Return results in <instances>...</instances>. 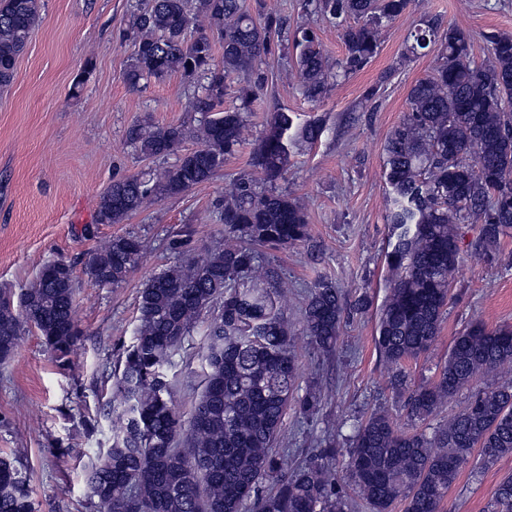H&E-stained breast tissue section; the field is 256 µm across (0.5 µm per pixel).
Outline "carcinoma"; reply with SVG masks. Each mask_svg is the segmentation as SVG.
<instances>
[{"label":"carcinoma","mask_w":512,"mask_h":512,"mask_svg":"<svg viewBox=\"0 0 512 512\" xmlns=\"http://www.w3.org/2000/svg\"><path fill=\"white\" fill-rule=\"evenodd\" d=\"M143 0L131 16L132 53L126 69L131 87L173 72L199 82L198 124L155 127L145 121L129 132L145 157L178 155L155 172L112 182L101 197L97 223L119 224L163 197L208 182L245 144L254 98L256 65L272 50L280 19L268 12L259 22L247 0ZM411 0H307L314 13L336 21L346 53L336 63L345 76L366 66L379 48L382 28ZM40 0H0V86L14 78L39 19ZM404 56L440 43L442 63L409 93V111L384 144V177L390 195L387 223L395 242L388 252L389 294L381 308L375 344L394 370L392 389L406 396L408 416L425 421L478 376L492 378L471 392L448 422L425 431H401L385 410L373 412L349 439L345 468L370 512H442L449 488L473 453L489 465L512 453V327L474 325L456 336L438 377L414 383L404 361L435 343L449 302L450 282L461 262L458 229L479 224L478 254L499 255L512 232V36L484 35L490 58L471 59L472 35L436 21L411 34ZM223 50L216 60L215 47ZM295 71L305 96L322 99L328 71L316 36L295 39ZM246 82L240 104L224 107L231 80ZM292 114L273 113L254 140L252 165L261 182L241 177L234 194L217 202L228 238L202 258L166 268L140 291L134 341L113 373L107 416L112 444L86 468L93 512H347L328 456L336 442L291 472L276 448L286 442L288 408L318 410L320 391L295 399L298 366L288 320L277 307L282 278L260 259L258 247H288L307 237L303 206L276 184L287 172L299 137L313 144L316 123L291 134ZM194 140L197 146L184 148ZM144 242L115 235L88 262L102 286H117L139 266ZM75 273L57 261L44 265L26 286L0 287V364L13 356L23 333L33 330L67 360L82 335L74 306ZM344 311L335 285L320 281L303 305L311 343L329 353ZM204 326V385L189 416L175 408L165 367ZM273 488L263 492L264 484ZM0 512H37L29 479L0 456ZM487 512H512V475L498 484Z\"/></svg>","instance_id":"carcinoma-1"}]
</instances>
